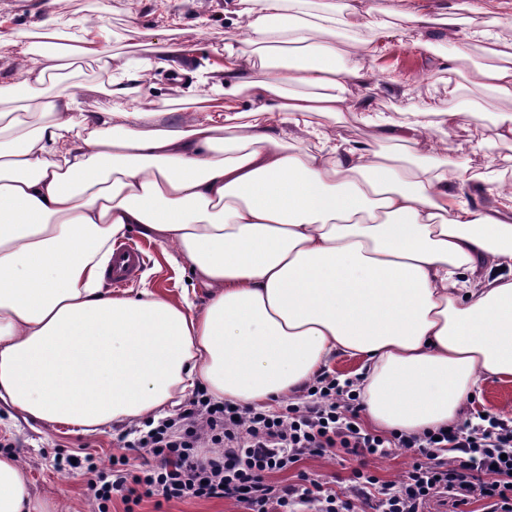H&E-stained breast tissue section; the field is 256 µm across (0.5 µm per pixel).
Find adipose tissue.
Segmentation results:
<instances>
[{
    "instance_id": "ef3b65f1",
    "label": "adipose tissue",
    "mask_w": 512,
    "mask_h": 512,
    "mask_svg": "<svg viewBox=\"0 0 512 512\" xmlns=\"http://www.w3.org/2000/svg\"><path fill=\"white\" fill-rule=\"evenodd\" d=\"M236 5L243 36L225 44L201 118L142 108L141 73L109 82L111 106L92 112L40 94L69 57L111 68L94 20L76 45L24 51L0 78V400L96 430L160 417L199 387L266 407L351 355L373 426L455 424L482 379L512 381V278L500 274L512 270V156L493 202L475 209L456 185L478 173L401 166L335 123L351 112L385 128L349 89L367 84L383 43L411 34L427 50L435 28L457 44L448 72L467 69V90L512 102V42L453 18L393 25L365 0L316 14L308 0ZM340 28L348 67L336 62ZM22 88L42 116L31 129L10 112ZM408 115L394 141L419 156L447 150L454 110L425 101ZM133 224L191 263L203 306L103 292L112 244ZM0 512H45L11 456L0 457Z\"/></svg>"
}]
</instances>
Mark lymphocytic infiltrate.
I'll use <instances>...</instances> for the list:
<instances>
[{"label":"lymphocytic infiltrate","mask_w":512,"mask_h":512,"mask_svg":"<svg viewBox=\"0 0 512 512\" xmlns=\"http://www.w3.org/2000/svg\"><path fill=\"white\" fill-rule=\"evenodd\" d=\"M304 405L281 411L233 402L206 392L188 399L177 416L142 432L136 445L149 457L113 458L95 470L88 489L107 512L113 499L126 508L143 499H228L240 512H426L436 499L455 506L482 503V512H512V421L486 416L422 434H376L360 424L364 404L351 383L320 374ZM410 453L400 480L383 481L356 468L349 486L301 471L310 458H386ZM296 470L295 482L272 476Z\"/></svg>","instance_id":"lymphocytic-infiltrate-1"}]
</instances>
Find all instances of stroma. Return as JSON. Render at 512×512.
I'll use <instances>...</instances> for the list:
<instances>
[{
  "label": "stroma",
  "mask_w": 512,
  "mask_h": 512,
  "mask_svg": "<svg viewBox=\"0 0 512 512\" xmlns=\"http://www.w3.org/2000/svg\"><path fill=\"white\" fill-rule=\"evenodd\" d=\"M234 0H0V27L13 35L17 49L35 44L36 32L70 21L81 26L88 15H102L106 28L103 47L120 55L125 72L149 70L150 79L142 84L139 97L150 108L161 100L173 101L175 108L192 106L206 99L209 84L196 80V73H209L223 65L224 44L238 38L239 31L228 14ZM404 10L438 15L457 14L504 32L512 26V0H404ZM432 50L415 47L405 38L387 44L375 70L371 88L355 87L352 97L367 100L371 107L387 117L389 123L402 121L403 104L434 99L440 106H452L459 112V124L448 145L447 155L433 154V161L447 159L449 168L461 165L479 172L493 171L503 158L512 156V142L494 137L492 129L501 112L512 109L505 101H492L476 91L460 97L448 96V72L441 62L453 54L456 44L444 36H432ZM173 46L177 55L168 57L163 47ZM422 75L406 100H399L384 87L385 79L395 75ZM108 79L98 62L78 60L59 81L47 84L46 92L65 91L75 96L83 110L91 111L109 102L102 92ZM486 110L472 115L474 103ZM125 237L136 242L146 255L145 266L134 283L124 288L127 296L148 290L179 298L188 290L192 276L186 260L171 261L162 247L144 238L138 228H130ZM472 411L512 418V383L481 381L475 391ZM129 425L85 432L78 425H47L24 413L0 405V456H14L26 471L37 498L47 502L52 512H98L97 502L89 495L82 471L58 468L65 458H91L98 468H109L113 455L119 454V439Z\"/></svg>",
  "instance_id": "stroma-1"
}]
</instances>
